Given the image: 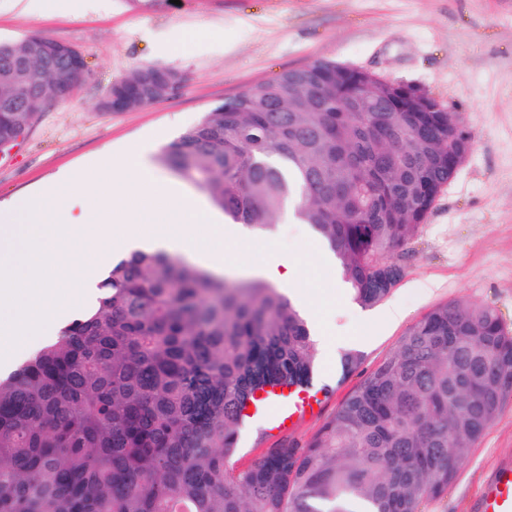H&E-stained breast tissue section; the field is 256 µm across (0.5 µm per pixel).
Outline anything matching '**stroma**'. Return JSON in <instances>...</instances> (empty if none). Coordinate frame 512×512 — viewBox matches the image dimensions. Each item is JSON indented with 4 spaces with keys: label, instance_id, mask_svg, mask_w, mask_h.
Masks as SVG:
<instances>
[{
    "label": "stroma",
    "instance_id": "stroma-1",
    "mask_svg": "<svg viewBox=\"0 0 512 512\" xmlns=\"http://www.w3.org/2000/svg\"><path fill=\"white\" fill-rule=\"evenodd\" d=\"M39 33L77 47L89 75L67 101L37 112L26 134L0 154V203L109 149L145 141L162 150L211 108L252 83L332 60L410 85L460 114L475 143L439 193L416 235L391 260L403 277L383 305L338 298L326 322L352 337L372 369L410 327L439 304L462 299L493 307L512 328V0H112L107 11L77 7L33 18L0 0V43ZM181 74V88L151 106L110 112L99 102L136 68ZM285 206L271 228L235 245L244 260L280 250L317 263L316 241ZM339 364L318 367L328 388L320 411L289 430L261 420L244 426L228 464L242 468L281 440L305 445L357 384ZM512 459V402L472 448L447 494L426 512H478L494 464Z\"/></svg>",
    "mask_w": 512,
    "mask_h": 512
}]
</instances>
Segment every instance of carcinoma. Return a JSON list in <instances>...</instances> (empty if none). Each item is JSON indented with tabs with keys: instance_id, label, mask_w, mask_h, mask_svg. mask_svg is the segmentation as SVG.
Masks as SVG:
<instances>
[{
	"instance_id": "cac0c4a2",
	"label": "carcinoma",
	"mask_w": 512,
	"mask_h": 512,
	"mask_svg": "<svg viewBox=\"0 0 512 512\" xmlns=\"http://www.w3.org/2000/svg\"><path fill=\"white\" fill-rule=\"evenodd\" d=\"M45 66L24 110L0 111V137L66 101L75 59L33 34L0 44L9 74ZM367 76L318 60L259 81L166 145L159 161L235 224L263 229L288 201L334 249L364 308L402 277L404 247L473 139L436 103L403 110L391 82L372 112L345 101ZM362 363L341 355L343 373ZM317 353L302 316L256 278L221 279L162 252L112 265L97 306L0 381V512H421L447 493L469 449L512 400V333L461 300L427 313L348 394L304 447L281 442L244 469L242 411L281 385L309 389Z\"/></svg>"
}]
</instances>
